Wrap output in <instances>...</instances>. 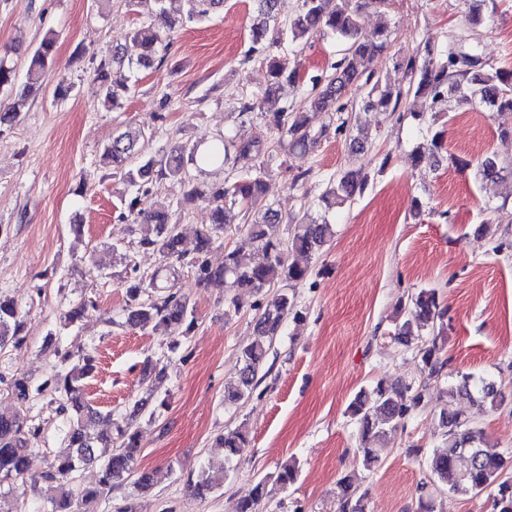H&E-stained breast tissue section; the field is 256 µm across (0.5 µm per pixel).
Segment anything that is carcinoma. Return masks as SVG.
Returning a JSON list of instances; mask_svg holds the SVG:
<instances>
[{
  "label": "carcinoma",
  "instance_id": "carcinoma-1",
  "mask_svg": "<svg viewBox=\"0 0 512 512\" xmlns=\"http://www.w3.org/2000/svg\"><path fill=\"white\" fill-rule=\"evenodd\" d=\"M182 4L179 18L171 14L169 4ZM155 16L140 21L130 40L137 48L134 57L116 47L112 55L99 60L93 67L95 94L104 105L120 109L136 87L133 69L154 66L159 48L177 25L204 24L210 11L221 5V0H154ZM258 14L251 25V46L246 59H261L268 64L271 77L261 97H281L289 86L300 80V70L266 54L265 41L273 45H286L295 54L301 46L316 36H333L346 48L344 56L331 66L333 73L312 80L313 95L308 98L312 108L326 110L347 108L343 102L352 87H370L368 96H376L373 105L383 112L398 110L403 96L414 93L430 100L431 106L440 108L448 102V88L460 93L459 100L479 103L495 108L512 109V70L498 69L482 60L478 49L459 52L451 45L439 47L431 41L424 44L421 58L411 56L406 60L409 85L406 90L392 92L380 88V78L368 70L371 59L383 51L387 40L383 32L371 36L361 34L360 10L385 0H302L301 11L293 20L277 22V0H257ZM55 46L54 34H46L31 54L26 72L27 81L14 102L0 110V131L11 129L20 121L33 84L45 82L50 76L51 60ZM18 82L16 69L6 56H0V91L13 92ZM276 129L278 145L286 144L291 151H306L324 131L311 128L307 113L295 105H285L267 120ZM153 138L149 128L127 130L112 138L105 147L104 158L112 164V174L120 176L135 192L127 203L129 214L134 216L141 230L139 244L156 251L165 263V269L184 261L182 234L175 211L165 204L152 210L138 208V197L149 195L163 180L173 179L186 188L183 203L204 202L210 210V223L196 233L195 255L190 265L200 283L206 288H236L242 293L267 295L280 283H298L309 276V267L287 260L293 252L308 256L318 252L332 236L327 223L299 224L288 242L273 233L277 220L276 210L265 199L266 178L269 174L267 160L272 158L269 142L260 136L247 139L219 136L208 143L192 140L169 142L159 152L146 153L137 148L141 141ZM227 168L232 177L223 182H200L191 171L203 174L209 168ZM367 177L353 170L329 181L322 201L327 208H342L351 204L365 188ZM246 221V229L255 244L252 260L243 264L234 252L224 256V265L213 267L207 256L224 231V226L237 219ZM159 273L150 279L133 277L124 282L127 304L126 322L131 326L155 323L170 336H186L195 327V305L175 292L141 299L149 288L163 289L158 283ZM259 315L254 328L257 336L243 349L237 376L225 386V400L238 402L250 396L258 383V373L263 367L273 340L287 320L298 322L301 311L296 308L294 297L286 291L276 292L258 307ZM401 322L397 336L409 340L416 334L435 329L443 321L438 296L433 289H422L409 302L400 306ZM26 318L21 308L11 299L0 297V350L6 346L22 345L26 341ZM436 341L426 342L419 349L423 369L435 374L444 367ZM93 371V357L85 355L81 362L55 371L42 386L33 388L23 375L12 378L10 388L17 400L25 403L32 391L50 387L59 398L58 412L69 418L65 434L68 452L59 456L44 473V478L59 484L60 497L53 512H88L86 506L112 493V489L134 479L139 489L151 487V473L139 464L140 446L138 431L133 422L138 419L144 404L137 403L125 415L124 423L116 425L118 445H112V436L88 430V425L98 413L87 402L72 394L77 385L89 378ZM410 387L397 384L386 387L377 384L371 391L361 392L349 404L351 418L355 420L360 437L363 464L372 469L379 462V449L374 444L386 431L396 428L410 408L421 402V395L408 397ZM448 395L465 397L491 409L497 407V390L494 382L484 375L463 374L448 387ZM440 434L448 442V451L432 459V471L448 489L468 495L490 490L495 512H512V455L492 453L484 447L485 434L469 426L462 415L442 409L437 418ZM40 428L27 423L23 411L0 414V481L24 486L30 480L29 454L38 441ZM224 448V471L212 473L199 467L193 485L194 492L206 497L224 480L243 448L248 446V434L239 426L224 432L219 438ZM103 459L98 482L80 491L74 489L78 472L83 466ZM296 463L282 465L274 479L275 485L285 488L295 482ZM269 479H260L253 494L239 502L237 512H257L262 499L269 496ZM340 512H366V492L354 485L349 477L339 481Z\"/></svg>",
  "mask_w": 512,
  "mask_h": 512
}]
</instances>
